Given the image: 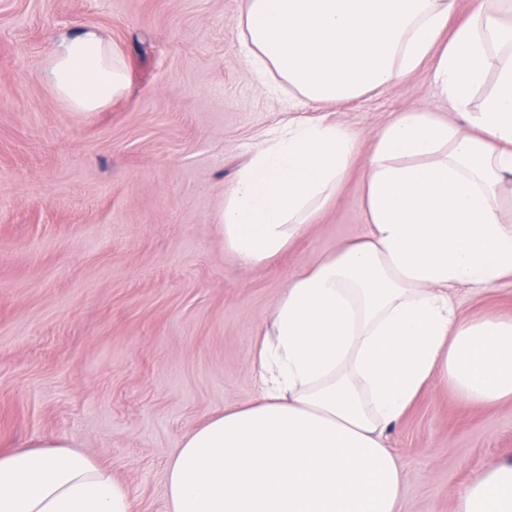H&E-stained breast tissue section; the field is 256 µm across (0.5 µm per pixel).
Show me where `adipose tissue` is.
Listing matches in <instances>:
<instances>
[{
  "label": "adipose tissue",
  "mask_w": 512,
  "mask_h": 512,
  "mask_svg": "<svg viewBox=\"0 0 512 512\" xmlns=\"http://www.w3.org/2000/svg\"><path fill=\"white\" fill-rule=\"evenodd\" d=\"M246 0L239 45L253 75L313 103L383 89L432 62L472 133L430 112L376 134L368 232L289 280L251 369L258 396L189 434L169 464L170 512H401L404 474L385 434L428 385L465 403L512 401V320L461 317L449 288L512 278V0ZM45 76L71 112L129 87L96 31L60 35ZM479 111H471L474 94ZM356 150L324 122L283 127L224 198V249L244 266L285 251L332 198ZM0 512H134L129 489L66 448L0 453ZM455 512H512V462L477 472Z\"/></svg>",
  "instance_id": "adipose-tissue-1"
}]
</instances>
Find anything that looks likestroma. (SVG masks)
Here are the masks:
<instances>
[{"instance_id":"obj_1","label":"stroma","mask_w":512,"mask_h":512,"mask_svg":"<svg viewBox=\"0 0 512 512\" xmlns=\"http://www.w3.org/2000/svg\"><path fill=\"white\" fill-rule=\"evenodd\" d=\"M243 0H0V452L62 442L109 468L135 512H169L167 467L188 434L257 396L251 350L289 279L365 231L377 131L428 111L469 132L430 66L361 97L271 93L238 44ZM99 29L130 86L70 112L44 79L56 37ZM358 139L329 203L285 252L244 266L224 250V196L288 120ZM464 317L512 319V281L460 286ZM387 444L402 512H453L512 460V402L474 407L428 386Z\"/></svg>"}]
</instances>
